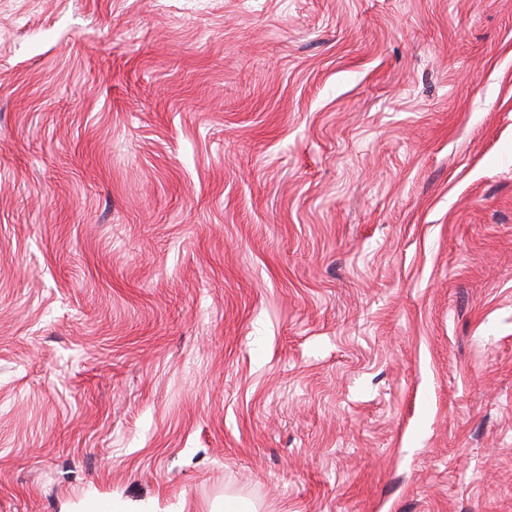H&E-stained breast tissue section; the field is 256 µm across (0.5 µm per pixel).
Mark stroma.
Instances as JSON below:
<instances>
[{"instance_id": "obj_1", "label": "stroma", "mask_w": 512, "mask_h": 512, "mask_svg": "<svg viewBox=\"0 0 512 512\" xmlns=\"http://www.w3.org/2000/svg\"><path fill=\"white\" fill-rule=\"evenodd\" d=\"M512 512V0H0V512Z\"/></svg>"}]
</instances>
